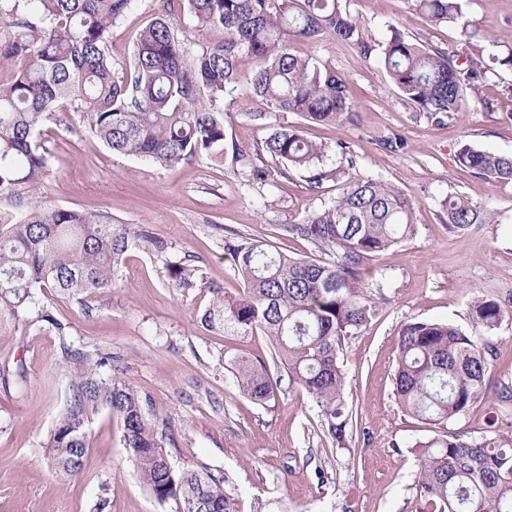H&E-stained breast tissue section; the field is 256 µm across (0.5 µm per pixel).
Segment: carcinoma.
I'll return each instance as SVG.
<instances>
[{
    "mask_svg": "<svg viewBox=\"0 0 512 512\" xmlns=\"http://www.w3.org/2000/svg\"><path fill=\"white\" fill-rule=\"evenodd\" d=\"M131 0H13L0 8V28L12 37L0 42V317L30 328L42 322L66 336L55 319L54 301L85 308L115 286L114 272L132 246L159 255L165 241L150 231L112 223L104 212L60 208L46 200L50 177L47 151L38 141L60 102L69 103L81 127L112 151L161 166L189 163L224 145V98L241 81L265 106L254 121L272 112L294 113L306 122L341 125L355 109L347 82L311 53L296 50L330 37L365 59L374 57L401 95L435 117L454 115L467 94L484 110L493 103L480 86L490 67L481 44H494L491 31L473 26L465 0H417L433 22L459 24L471 52L449 55L407 39L392 28L384 42L373 40L341 0H166V13L145 28L132 66L120 74L106 49L112 22ZM33 7L39 22L26 14ZM186 10L200 30L218 29L220 39L189 51L167 14ZM258 67L244 77L240 57ZM245 162L242 174L263 183L261 165L271 156L308 174L317 186L339 179L345 168L323 165V148L300 127H273L251 151L234 148ZM459 164L478 175L512 181V156L463 144ZM448 225L464 229L480 213L459 195L443 202ZM283 231L313 244L320 259L297 258L266 241L225 242L243 280L241 293L214 287L186 260L166 264L168 285L206 288L212 304L198 318L207 330L249 333L269 339L273 363L231 356L234 387L260 405L276 401L281 378L305 390L319 409L326 434L343 448L353 426L345 400V340L367 325L378 302L362 285L366 264L382 257L416 231L412 201L377 178L346 184L329 206L309 212ZM472 317L491 329L503 317L492 300L476 299ZM493 336L468 335L447 322L410 321L399 332L394 387L403 412L443 430L418 445L417 486L423 512H512V432L491 429L476 438L448 431V421L486 396V375L497 355ZM61 364L68 399L46 445L58 472L81 471L88 450V426L106 413L122 426L129 460L150 494L178 512H236L229 480L208 469H179L163 449L147 398L112 378V357L62 343Z\"/></svg>",
    "mask_w": 512,
    "mask_h": 512,
    "instance_id": "obj_1",
    "label": "carcinoma"
}]
</instances>
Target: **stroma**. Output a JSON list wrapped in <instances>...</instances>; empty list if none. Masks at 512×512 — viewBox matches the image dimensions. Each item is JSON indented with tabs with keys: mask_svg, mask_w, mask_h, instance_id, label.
Returning <instances> with one entry per match:
<instances>
[{
	"mask_svg": "<svg viewBox=\"0 0 512 512\" xmlns=\"http://www.w3.org/2000/svg\"><path fill=\"white\" fill-rule=\"evenodd\" d=\"M377 41L398 28L413 42L453 54L462 48L458 24H435L414 0H343ZM163 11V0H132L107 35L118 70L128 68L136 39ZM471 23L489 27L497 50L512 47V0H469ZM320 59L347 80L357 111L340 126L301 122L273 113L268 124L300 125L321 144L324 164L339 165L337 141L349 144L350 180L379 178L414 204L415 234L367 264L363 284L380 311L350 337L345 398L353 426L345 448L326 435L312 398L282 387L260 406L241 396L224 364L225 354L269 358L266 336H233L198 328L197 316L212 296L201 288L168 286L166 261L200 265L208 281L236 293L242 288L224 243L261 240L295 256H317L312 244L284 236L282 227L328 206L342 184L311 185L304 172L279 175L266 158L265 184L245 182L234 148L252 149L265 135L252 113L262 106L247 84L224 104L223 147L192 163L163 167L107 148L56 110L41 137L51 175L45 192L55 205L88 213L105 211L113 223L146 228L167 241L166 255L133 247L116 270L112 292L84 308L57 302L53 314L67 326L23 328L0 318V512H94L100 498L112 512H175L158 503L134 471L118 420L101 414L88 435L80 474L55 473L45 441L62 411L67 382L61 342L111 354L114 378L131 384L152 404L159 431L172 433L165 449L178 468L226 473L238 512H419L416 442L433 429L402 412L393 370L399 331L415 320L449 322L474 333V299L500 304L503 317L488 397L451 421L454 430L481 436L495 427L512 431V183L488 180L457 161L461 143L512 155V69H499L483 85L493 103L485 111L466 99L453 117L435 120L403 101L376 59L325 39L312 45ZM266 123V124H267ZM463 195L482 223L448 227L443 201Z\"/></svg>",
	"mask_w": 512,
	"mask_h": 512,
	"instance_id": "35a3bbf8",
	"label": "stroma"
}]
</instances>
